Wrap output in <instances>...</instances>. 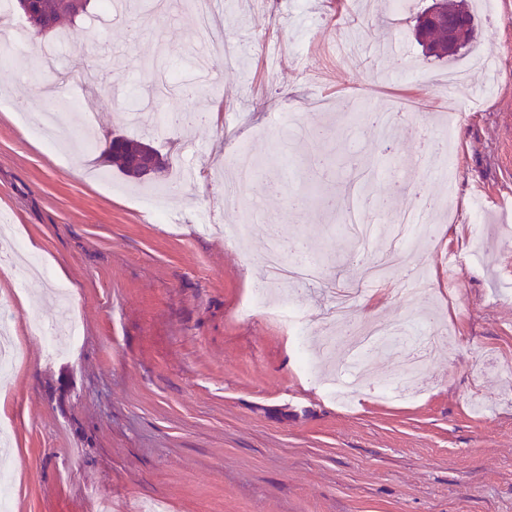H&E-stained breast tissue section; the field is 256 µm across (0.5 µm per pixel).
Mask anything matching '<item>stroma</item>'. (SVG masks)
Masks as SVG:
<instances>
[{
  "mask_svg": "<svg viewBox=\"0 0 512 512\" xmlns=\"http://www.w3.org/2000/svg\"><path fill=\"white\" fill-rule=\"evenodd\" d=\"M223 27L241 56L200 60L194 5L120 0L103 16L63 22L73 41L55 68L39 47L0 56V214L47 270L19 285L0 272V299L13 305L22 359L0 377V421L12 446L0 472L12 480V512H512V0L498 18L476 17L477 48L500 53L495 75L471 68L468 50L426 57L414 36L432 0H313L318 20L293 0L249 9L223 0ZM268 34L284 48L267 68L254 48ZM320 53L322 79L296 68L298 45ZM91 80L70 88L64 121L77 137L47 151L15 113L36 109L40 84L68 86V71ZM467 76L465 116L455 134L457 222L438 205L442 181L416 185L406 173L364 181L379 162L402 166L425 132L442 134L448 76ZM403 99L415 112L386 138L371 126ZM162 112H218L192 130L159 125ZM321 124L326 136L310 163L319 201L305 194L297 152L277 151L288 126ZM150 143L162 172L134 179L109 161L113 137ZM247 147L256 183L240 187L243 207L224 209L226 165ZM160 190L174 223H156L142 205ZM353 196L362 223L380 234L360 239L339 211ZM434 212L438 239L411 241L401 264L425 270L424 297L403 291L406 275L367 284L361 260L391 246L397 212ZM246 224L231 242L214 225ZM288 242L308 245L323 275L291 284L299 315L318 336L332 292L360 294L346 323L392 325L424 306L440 310L451 335L429 357L421 395H374L379 379L400 373L395 348L361 366L363 386L343 403L329 374L308 376L283 323L237 311L264 256ZM64 289L82 327L48 357L32 320L56 322Z\"/></svg>",
  "mask_w": 512,
  "mask_h": 512,
  "instance_id": "obj_1",
  "label": "stroma"
}]
</instances>
